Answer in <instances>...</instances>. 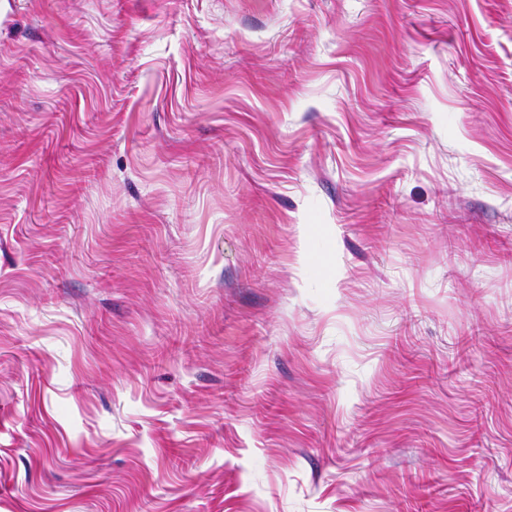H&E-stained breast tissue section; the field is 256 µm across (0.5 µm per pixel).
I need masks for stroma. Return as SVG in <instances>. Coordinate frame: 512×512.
<instances>
[{"label": "stroma", "mask_w": 512, "mask_h": 512, "mask_svg": "<svg viewBox=\"0 0 512 512\" xmlns=\"http://www.w3.org/2000/svg\"><path fill=\"white\" fill-rule=\"evenodd\" d=\"M512 512V0H0V512Z\"/></svg>", "instance_id": "1"}]
</instances>
